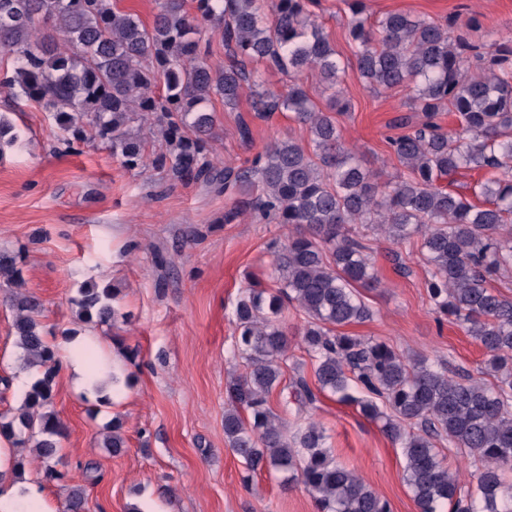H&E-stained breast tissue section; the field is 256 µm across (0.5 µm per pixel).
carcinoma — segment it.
<instances>
[{"mask_svg": "<svg viewBox=\"0 0 512 512\" xmlns=\"http://www.w3.org/2000/svg\"><path fill=\"white\" fill-rule=\"evenodd\" d=\"M355 67L373 88L407 89L410 109L422 121L393 120L408 132L388 139L400 168L388 179L363 154L344 146L332 113L318 107L299 83L315 71L331 107L341 102L340 54L316 23L320 0H156L150 25L119 7V0H0V52L12 69L0 73L10 100L49 113L57 141L68 149L94 138L112 148L123 167L164 169L176 182L233 190L237 202L224 216L288 227L272 242L275 285L248 281L236 305L234 351L243 373L226 387L224 437L246 473L287 474L313 498L317 512H391L354 470L338 463L319 424L288 434V421L270 406L287 367L282 315L304 316L299 329L315 382L295 370L287 400L303 410L327 392L355 400L367 418L403 448L404 481L419 512H512V298L490 281L512 273V39L473 41L450 20L438 23L388 13L368 23L364 0H344ZM210 38L201 39L202 30ZM225 60L213 61V40ZM288 74L284 91L266 87L255 65ZM259 118L287 112L308 134L309 147L284 136L247 165L226 166L213 156L219 99L237 106L244 91ZM454 114L447 132L437 122ZM165 143L147 151L130 127ZM461 169L491 177L477 185L475 205L440 185ZM402 246L418 239L430 267L428 297L437 313L452 317L488 354L495 382L449 373L441 360L409 358L377 339L339 329L372 316L355 286L374 288L364 235L352 225ZM20 255L0 253V288L17 286ZM118 289L90 283L78 318L114 321ZM17 344L40 377L17 415L0 414V438L30 448L49 478L63 423L53 408L59 359L39 329L40 302L11 295ZM247 412L244 420L241 412ZM122 422L112 420L104 447L125 448ZM466 456L472 471L461 480L437 444ZM85 490H70L64 512H85Z\"/></svg>", "mask_w": 512, "mask_h": 512, "instance_id": "obj_1", "label": "carcinoma"}]
</instances>
